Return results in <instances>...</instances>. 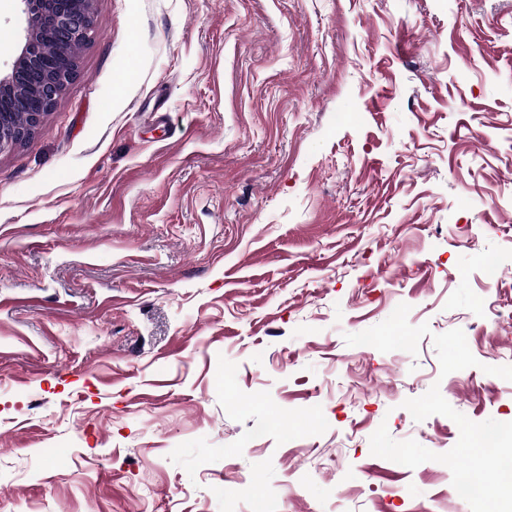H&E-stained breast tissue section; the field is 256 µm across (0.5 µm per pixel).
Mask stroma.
I'll use <instances>...</instances> for the list:
<instances>
[{"label": "stroma", "instance_id": "1", "mask_svg": "<svg viewBox=\"0 0 512 512\" xmlns=\"http://www.w3.org/2000/svg\"><path fill=\"white\" fill-rule=\"evenodd\" d=\"M76 61L0 153V512H470L370 438L512 422V0H95Z\"/></svg>", "mask_w": 512, "mask_h": 512}]
</instances>
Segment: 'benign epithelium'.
Masks as SVG:
<instances>
[{"instance_id":"1","label":"benign epithelium","mask_w":512,"mask_h":512,"mask_svg":"<svg viewBox=\"0 0 512 512\" xmlns=\"http://www.w3.org/2000/svg\"><path fill=\"white\" fill-rule=\"evenodd\" d=\"M25 15L24 41L15 49L9 73L0 75V99H16L27 120L14 122L0 113V152L28 140L73 80L76 67L52 56L43 43L83 45L91 38L94 0H21Z\"/></svg>"}]
</instances>
